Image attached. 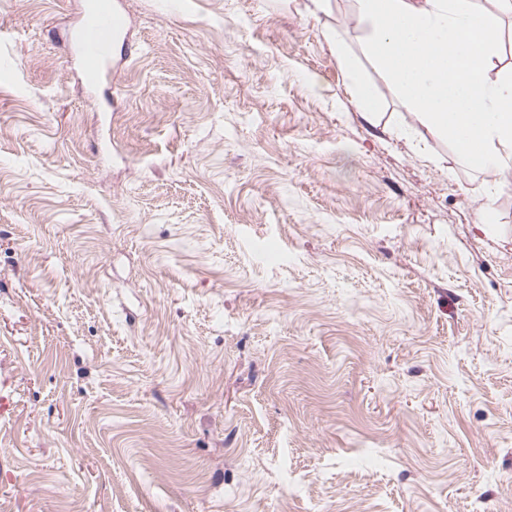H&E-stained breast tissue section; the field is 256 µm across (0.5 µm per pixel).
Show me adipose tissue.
I'll use <instances>...</instances> for the list:
<instances>
[{
    "mask_svg": "<svg viewBox=\"0 0 512 512\" xmlns=\"http://www.w3.org/2000/svg\"><path fill=\"white\" fill-rule=\"evenodd\" d=\"M371 33L366 51L401 106L446 136L479 171L512 172V73L502 66L501 17L479 0H356ZM353 101L369 123L374 91L339 51Z\"/></svg>",
    "mask_w": 512,
    "mask_h": 512,
    "instance_id": "adipose-tissue-1",
    "label": "adipose tissue"
}]
</instances>
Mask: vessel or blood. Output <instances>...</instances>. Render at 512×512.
<instances>
[{
    "label": "vessel or blood",
    "mask_w": 512,
    "mask_h": 512,
    "mask_svg": "<svg viewBox=\"0 0 512 512\" xmlns=\"http://www.w3.org/2000/svg\"><path fill=\"white\" fill-rule=\"evenodd\" d=\"M80 65L90 81H98L112 56V43L126 33L128 22L115 0H93L80 18Z\"/></svg>",
    "instance_id": "b4317fda"
}]
</instances>
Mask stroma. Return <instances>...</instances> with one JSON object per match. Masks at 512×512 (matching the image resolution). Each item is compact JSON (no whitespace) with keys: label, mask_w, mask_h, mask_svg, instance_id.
<instances>
[{"label":"stroma","mask_w":512,"mask_h":512,"mask_svg":"<svg viewBox=\"0 0 512 512\" xmlns=\"http://www.w3.org/2000/svg\"><path fill=\"white\" fill-rule=\"evenodd\" d=\"M88 2L0 0V505L512 512V177L355 0H120L94 84ZM116 1L94 0L80 18L82 38L80 65L90 81L96 82L104 75V68L112 56V43L127 33L128 22ZM338 60L349 77V91L353 101L364 114V118L374 125L379 117L374 91L371 84L364 81L358 72V62L341 47L337 48Z\"/></svg>","instance_id":"35a3bbf8"}]
</instances>
